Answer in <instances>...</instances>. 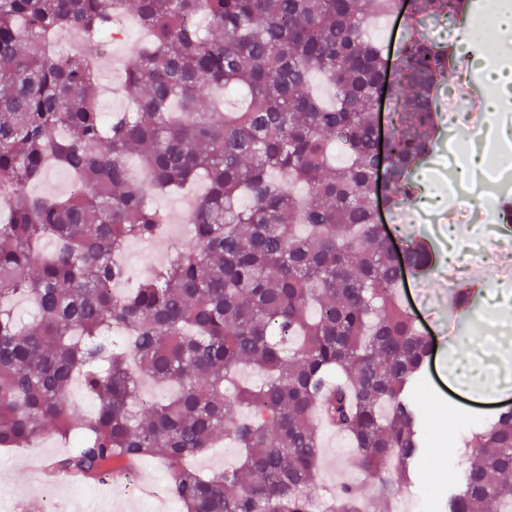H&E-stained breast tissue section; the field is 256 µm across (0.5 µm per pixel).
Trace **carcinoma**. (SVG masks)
Segmentation results:
<instances>
[{
	"label": "carcinoma",
	"instance_id": "cac0c4a2",
	"mask_svg": "<svg viewBox=\"0 0 512 512\" xmlns=\"http://www.w3.org/2000/svg\"><path fill=\"white\" fill-rule=\"evenodd\" d=\"M407 6L411 29L388 81L366 35ZM473 0H0V447L29 448L50 426L79 445L48 464L95 483L148 457L168 468L182 512H315L321 420L348 436L356 466L390 474L391 499L419 476L424 413L412 390L433 353L400 302L427 275L431 246H396L378 222L415 199L432 150L436 93L459 64L421 19L464 21ZM133 12L150 38L116 88L131 111L105 116L99 70L63 53ZM325 80L330 102L312 88ZM244 86L235 112L212 91ZM398 121L380 149L376 98ZM345 148L336 161L335 150ZM144 172L131 175L130 159ZM76 188L24 193L55 168ZM208 186L193 234L152 275L115 257L166 224L149 193ZM54 243L49 253L40 246ZM480 293L456 288L464 309ZM263 375L234 382L236 368ZM96 402L69 400L73 381ZM146 381L175 385L141 400ZM224 439L237 465H184ZM468 466L441 512L512 506V409L474 430ZM324 512H367L345 486Z\"/></svg>",
	"mask_w": 512,
	"mask_h": 512
}]
</instances>
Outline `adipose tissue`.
Instances as JSON below:
<instances>
[{
  "instance_id": "obj_1",
  "label": "adipose tissue",
  "mask_w": 512,
  "mask_h": 512,
  "mask_svg": "<svg viewBox=\"0 0 512 512\" xmlns=\"http://www.w3.org/2000/svg\"><path fill=\"white\" fill-rule=\"evenodd\" d=\"M484 19L504 40L500 46L501 60L496 64L479 63L482 80L489 93L482 100L483 112L492 115V122L473 129L471 138L480 141L478 149L466 152L457 163L454 177L459 183H472L484 173L502 146L512 143V0H495Z\"/></svg>"
}]
</instances>
